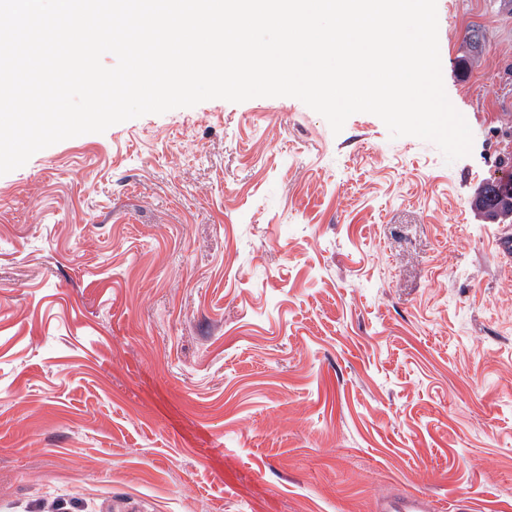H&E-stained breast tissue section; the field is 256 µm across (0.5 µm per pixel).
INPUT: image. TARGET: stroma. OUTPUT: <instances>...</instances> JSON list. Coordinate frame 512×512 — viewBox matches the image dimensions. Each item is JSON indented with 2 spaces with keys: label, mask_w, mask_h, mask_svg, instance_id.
<instances>
[{
  "label": "stroma",
  "mask_w": 512,
  "mask_h": 512,
  "mask_svg": "<svg viewBox=\"0 0 512 512\" xmlns=\"http://www.w3.org/2000/svg\"><path fill=\"white\" fill-rule=\"evenodd\" d=\"M437 9L453 163L260 97L0 176V512H512V12ZM472 207L492 224H512V195H501L485 182L474 194ZM379 510L381 512H427V501L419 495H402L384 500Z\"/></svg>",
  "instance_id": "1"
}]
</instances>
